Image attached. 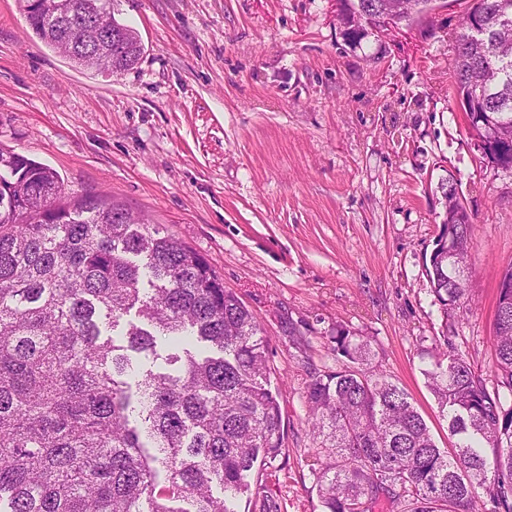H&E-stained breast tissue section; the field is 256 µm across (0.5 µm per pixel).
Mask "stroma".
Segmentation results:
<instances>
[{
  "mask_svg": "<svg viewBox=\"0 0 512 512\" xmlns=\"http://www.w3.org/2000/svg\"><path fill=\"white\" fill-rule=\"evenodd\" d=\"M470 0L349 43L339 0H115L144 54L75 67L0 0V145L106 193L203 255L260 323L280 387L281 454L238 508L323 512L306 385L336 370L337 326L412 397L451 452L425 369L452 347L496 390L498 283L512 265V171L454 93ZM453 183L473 218L468 291L442 312L425 272Z\"/></svg>",
  "mask_w": 512,
  "mask_h": 512,
  "instance_id": "1",
  "label": "stroma"
}]
</instances>
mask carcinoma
<instances>
[{"instance_id":"cac0c4a2","label":"carcinoma","mask_w":512,"mask_h":512,"mask_svg":"<svg viewBox=\"0 0 512 512\" xmlns=\"http://www.w3.org/2000/svg\"><path fill=\"white\" fill-rule=\"evenodd\" d=\"M29 26L75 66L108 74L141 60L139 33L112 0H22ZM433 0H342L355 43L386 13L410 23ZM104 16L117 55L87 60L82 25ZM512 0H473L453 61L455 91L492 162L512 166ZM482 33L467 41L471 27ZM52 168L0 146V503L4 512H237L255 464L282 452L279 390L252 312L206 259L131 209L98 194L63 201ZM474 245L454 202L426 266L446 311L466 294L457 266ZM149 288H140L141 282ZM498 289L497 390L459 353L424 375L457 438L441 450L408 393L371 362L368 340L339 326L338 369L307 385L319 440L324 512H472L484 494L512 512V267ZM137 321L121 332L123 317ZM164 357L179 374L136 370L130 353ZM221 494H214V485Z\"/></svg>"}]
</instances>
